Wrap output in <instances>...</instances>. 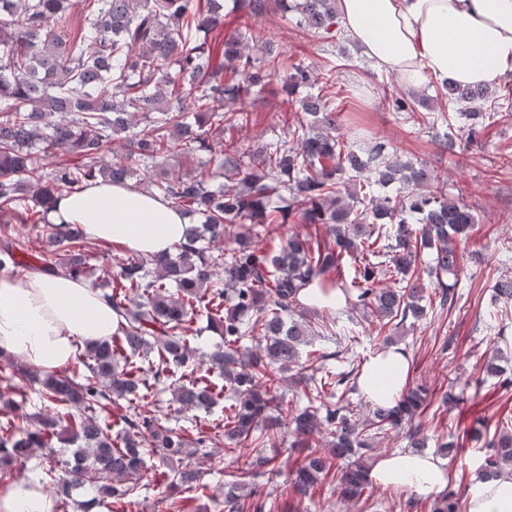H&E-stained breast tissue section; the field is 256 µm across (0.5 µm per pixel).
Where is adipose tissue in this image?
Segmentation results:
<instances>
[{"label":"adipose tissue","mask_w":512,"mask_h":512,"mask_svg":"<svg viewBox=\"0 0 512 512\" xmlns=\"http://www.w3.org/2000/svg\"><path fill=\"white\" fill-rule=\"evenodd\" d=\"M336 12L345 37L410 89L430 78L492 86L512 72V0H336ZM48 220L82 225L91 238L144 256L173 251L189 224L161 197L100 178L64 194ZM116 326L111 305L87 280L0 275V349L29 366L65 368L83 343L109 338ZM408 374V357L395 346L365 363L359 388L392 406ZM369 477L426 496L448 482L443 459L428 452L382 456ZM0 512H51L40 477L12 482L0 493ZM466 512H512V476L477 481Z\"/></svg>","instance_id":"obj_1"}]
</instances>
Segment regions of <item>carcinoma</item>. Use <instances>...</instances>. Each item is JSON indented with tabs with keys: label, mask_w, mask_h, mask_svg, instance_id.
I'll return each mask as SVG.
<instances>
[{
	"label": "carcinoma",
	"mask_w": 512,
	"mask_h": 512,
	"mask_svg": "<svg viewBox=\"0 0 512 512\" xmlns=\"http://www.w3.org/2000/svg\"><path fill=\"white\" fill-rule=\"evenodd\" d=\"M273 6L330 46L342 39L336 0H233V11L246 20L264 17ZM69 9V0H0V224H41L45 232L42 250L30 258L14 237L0 235V270L90 278L95 243L84 228L47 220L58 197L98 177L124 184L179 146L196 156L195 174L166 171L148 188L191 223L174 253L131 256L109 282L92 281L118 323L109 339L86 345L83 370L32 371L0 350L9 369L0 379L19 396L0 407V475L41 449L68 445V457L47 454L46 474L57 473L52 494L58 501L89 485L96 496L78 502L82 512L107 498L137 505L134 479L147 457L189 455L185 437L141 411L168 383L177 414L209 411L228 400L225 444L249 460L238 484L274 467L265 448L285 427L290 449L302 457L293 471L294 493L307 494L331 474L321 452L329 448L340 462V498L360 500L370 467L362 449L397 430L408 447H425L422 417L433 395L407 387L396 405L375 404L360 413L349 400L360 375L358 339L342 325L354 317L325 322L343 349L303 361L319 309L301 303L299 294L339 290L346 308L372 316L379 332H387L380 344L386 349L396 344L394 330L426 319L427 289L439 308L455 304L477 217L462 199L432 190V175L392 145L376 140L357 148L340 132L345 97L334 67L317 74L270 42H250L241 28L223 33L221 0H83L76 28ZM312 87L317 92L297 97ZM267 94L283 116L285 136L248 145L225 139L224 131L250 123L251 103ZM436 98L467 107L461 134L467 145L481 142L486 119L512 112L509 84L489 113L476 106L488 99L486 88L448 84ZM388 100L402 115L435 111L423 92H392ZM114 140L122 154L111 160ZM58 154L65 159L29 179L41 160ZM393 184L395 195L380 194ZM296 223L321 224L327 235L293 232L276 248L259 247ZM224 240L229 248L213 254L210 245ZM450 274L452 284L444 281ZM382 276L389 280L383 288ZM198 308L221 342L197 361ZM248 336L258 340L256 348L242 344ZM506 360L501 349H492L483 372L511 392L512 374L501 366ZM211 372L223 384L212 381ZM287 379L303 387L307 403L284 418L278 389ZM25 385L37 387L46 407L31 419L23 413ZM119 399L130 413L114 432L96 412ZM485 447L478 476L512 474L509 422ZM199 478L187 464L169 470L164 485L174 495L197 488ZM248 507L265 512L266 502L247 504L234 487L224 493L227 512ZM461 509L454 490L431 505V512Z\"/></svg>",
	"instance_id": "1"
}]
</instances>
